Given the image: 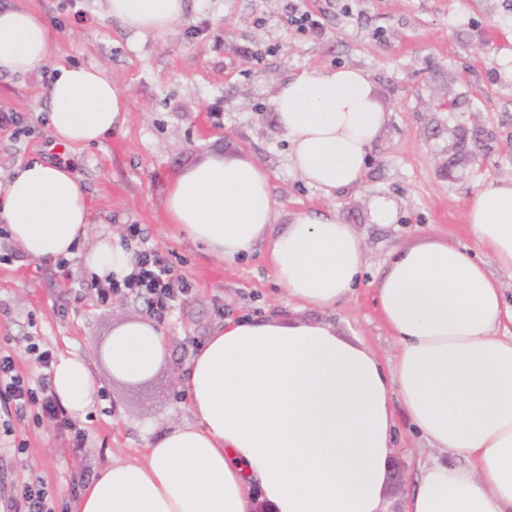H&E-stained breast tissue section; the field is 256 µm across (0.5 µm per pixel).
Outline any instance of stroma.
Returning a JSON list of instances; mask_svg holds the SVG:
<instances>
[{"label":"stroma","mask_w":512,"mask_h":512,"mask_svg":"<svg viewBox=\"0 0 512 512\" xmlns=\"http://www.w3.org/2000/svg\"><path fill=\"white\" fill-rule=\"evenodd\" d=\"M51 25L59 60L107 71L127 95V121L96 145L59 148L44 121L38 75L0 77V108L21 113L22 129L0 130V182L18 164L44 159L70 167L84 186L93 222L68 274L21 254L0 238V354L29 379L39 370L26 346L69 353L91 365L99 394L80 417L85 446L73 453L52 424L14 421L0 442V476H40L56 512H67L75 482L114 459H142L150 431L190 421L179 377L200 344L225 319L273 311L335 325L342 336L391 364L398 344L376 304L375 282L395 247L438 239L467 249L496 279L512 307L503 272L466 225L468 201L482 183L512 179V0H306L322 28L288 23L287 0H186L185 20L160 34L133 36L106 17L99 0H25ZM365 70L390 119L370 153L361 187L324 196L292 170L288 141L274 121L277 81L312 70ZM481 148L484 165L469 153ZM239 153L265 167L277 199V224L304 211L333 212L355 227L366 266L336 308H301L271 270L266 246L229 265L182 240L165 216V191L185 167L212 153ZM394 202L395 219L374 223L373 198ZM140 225L148 246L166 254L192 286L161 324L168 355L147 379H114L103 357L112 329L142 318V302L101 303L83 256L98 240L122 245ZM393 465L386 512H404L424 464L464 460L431 447L394 405ZM24 452H16V443Z\"/></svg>","instance_id":"obj_1"}]
</instances>
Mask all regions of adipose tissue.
<instances>
[{"instance_id": "obj_1", "label": "adipose tissue", "mask_w": 512, "mask_h": 512, "mask_svg": "<svg viewBox=\"0 0 512 512\" xmlns=\"http://www.w3.org/2000/svg\"><path fill=\"white\" fill-rule=\"evenodd\" d=\"M136 35L164 33L185 0H101ZM48 23L22 0L0 6V76L52 70L44 94L56 141L84 147L122 129L127 96L105 70L54 62ZM274 118L289 161L325 196L358 187L388 120L364 70H313L276 83ZM169 223L212 256L235 262L262 241L277 282L302 306L335 308L365 256L353 225L336 214H295L275 230L268 171L236 154H212L167 186ZM467 226L512 273V179L483 183ZM0 222L25 256L70 259L91 210L68 168L32 160L0 183ZM98 277L125 275L128 254L111 239L85 255ZM399 345L383 366L333 325L291 316L224 321L180 378L193 422L151 436L143 460L111 461L78 493L73 512H383L392 469L394 403L433 446L466 466L425 467L405 512H512V336L501 289L468 253L431 240L394 249L376 285ZM150 320L112 332L114 377L139 381L165 358ZM52 390L72 416L97 393L87 362L60 356Z\"/></svg>"}]
</instances>
